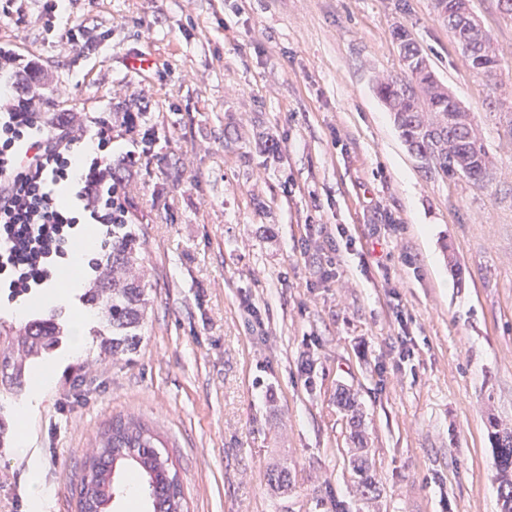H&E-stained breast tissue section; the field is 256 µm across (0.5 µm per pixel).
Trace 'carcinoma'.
<instances>
[{"label":"carcinoma","instance_id":"obj_1","mask_svg":"<svg viewBox=\"0 0 512 512\" xmlns=\"http://www.w3.org/2000/svg\"><path fill=\"white\" fill-rule=\"evenodd\" d=\"M455 0H435L443 24L457 46L470 44L466 27L451 21L447 13ZM399 56L406 61L403 76L379 81L376 92L390 112L409 152L426 172L448 180L459 177L473 186L485 187L491 180L489 152L477 133L468 112L448 110V89L436 78L432 67L423 66L418 48L401 41ZM467 67L493 81L499 70L497 52L480 54L460 51ZM138 235L129 224H119L112 237V254L102 274L87 289L86 303L106 319L99 331V350L105 355L126 356L136 352L140 329L147 314L149 298L139 263ZM62 331L52 319L33 322L0 336V382L9 386L26 376L28 364L53 351ZM496 467L501 475L502 512H512V431L493 425ZM159 440L139 418L117 419L95 440L89 458V483L94 486L92 512H111L110 504L120 470L137 474L152 499L153 512H184L183 492L177 473L158 450ZM121 448L137 449L130 460L110 459ZM359 475L356 491L365 500L378 497L376 483L367 474L366 460L354 465Z\"/></svg>","mask_w":512,"mask_h":512}]
</instances>
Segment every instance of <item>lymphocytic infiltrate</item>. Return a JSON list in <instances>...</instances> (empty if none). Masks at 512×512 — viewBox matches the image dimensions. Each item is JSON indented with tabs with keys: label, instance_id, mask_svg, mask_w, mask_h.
<instances>
[{
	"label": "lymphocytic infiltrate",
	"instance_id": "obj_1",
	"mask_svg": "<svg viewBox=\"0 0 512 512\" xmlns=\"http://www.w3.org/2000/svg\"><path fill=\"white\" fill-rule=\"evenodd\" d=\"M117 124L137 127L139 116L49 114L36 96L0 86V298L52 283L85 225L98 226L108 247L115 225L129 223L112 178Z\"/></svg>",
	"mask_w": 512,
	"mask_h": 512
}]
</instances>
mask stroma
Returning a JSON list of instances; mask_svg holds the SVG:
<instances>
[{"label": "stroma", "instance_id": "obj_1", "mask_svg": "<svg viewBox=\"0 0 512 512\" xmlns=\"http://www.w3.org/2000/svg\"><path fill=\"white\" fill-rule=\"evenodd\" d=\"M470 4L500 55L494 89L434 0H66L101 38L89 53L47 39L38 0L0 17L53 111L99 116L118 85L148 95L114 153H149L126 193L152 300L136 353L114 360L91 334L72 347L84 291L28 299L64 334L46 389L0 386V512H77L97 434L129 414L159 434L188 512H501L489 422L512 428V17ZM399 26L480 129L488 187L427 175L376 97L375 77L402 71ZM341 228L354 244L327 277ZM354 469L355 472L359 475V480L357 482L356 491L361 498L365 500H375L379 495L376 494L377 488L376 483L372 480L371 476L367 474V463L366 459H357L355 461Z\"/></svg>", "mask_w": 512, "mask_h": 512}]
</instances>
